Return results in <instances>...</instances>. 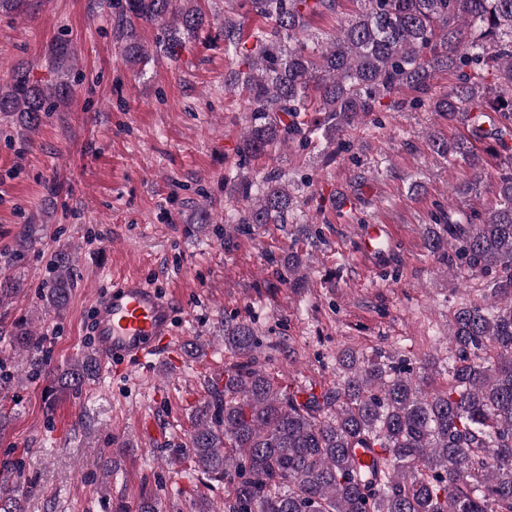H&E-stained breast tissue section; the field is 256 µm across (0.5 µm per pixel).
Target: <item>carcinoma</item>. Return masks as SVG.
Segmentation results:
<instances>
[{
  "instance_id": "cac0c4a2",
  "label": "carcinoma",
  "mask_w": 512,
  "mask_h": 512,
  "mask_svg": "<svg viewBox=\"0 0 512 512\" xmlns=\"http://www.w3.org/2000/svg\"><path fill=\"white\" fill-rule=\"evenodd\" d=\"M340 0H249L271 23L247 35L234 15L219 23L224 51L245 67L233 83L245 92L239 161L299 141L336 145L343 129L385 107L404 89L425 96L439 72L456 75L452 94L432 100L452 116L473 112L471 136L432 148L480 166L474 141L502 137L512 120V0H354V18L324 45L310 42V22ZM122 61L140 64L137 25L158 28L156 46L175 56L210 23L196 0H112ZM72 51L57 43L55 83L42 85L18 67L0 89V116L34 130L75 80ZM242 203L233 224H285L296 197L283 175L257 184L241 172L225 179ZM495 206L439 211L426 235L430 252L469 279H486L483 303L464 304L448 323L452 363L442 390L428 388L430 363L414 368L383 349L336 353V388L290 390L259 364L260 339L246 322L225 326L236 360L211 378L193 411V430L172 457L188 456L205 479L224 484L222 512H512V151L500 156ZM72 255L51 258L42 300L69 302ZM23 290L0 281V304ZM11 342L28 353V380L47 378L79 391L99 375L88 352L60 372L47 369L44 336L17 320ZM368 455L362 462L359 453ZM0 472V512H24Z\"/></svg>"
}]
</instances>
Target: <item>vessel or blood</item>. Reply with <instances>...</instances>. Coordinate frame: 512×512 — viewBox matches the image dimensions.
Masks as SVG:
<instances>
[{"label": "vessel or blood", "instance_id": "b4317fda", "mask_svg": "<svg viewBox=\"0 0 512 512\" xmlns=\"http://www.w3.org/2000/svg\"><path fill=\"white\" fill-rule=\"evenodd\" d=\"M381 225L365 226L359 235L364 256L378 253L383 238ZM91 336L103 364L126 358L154 356L158 341L175 344L174 301L141 277L126 276L97 297Z\"/></svg>", "mask_w": 512, "mask_h": 512}]
</instances>
